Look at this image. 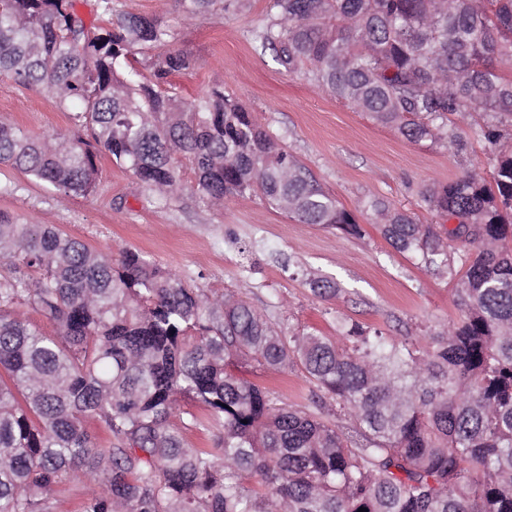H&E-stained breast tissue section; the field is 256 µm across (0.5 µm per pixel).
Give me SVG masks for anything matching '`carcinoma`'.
I'll return each mask as SVG.
<instances>
[{
  "label": "carcinoma",
  "mask_w": 512,
  "mask_h": 512,
  "mask_svg": "<svg viewBox=\"0 0 512 512\" xmlns=\"http://www.w3.org/2000/svg\"><path fill=\"white\" fill-rule=\"evenodd\" d=\"M275 7L261 50L406 141L460 154L476 114L478 137L512 141V79L495 66H512V0ZM173 39L112 0H0V74L43 90L82 130L35 136L0 117V164L68 200L95 191L105 153L166 201L185 188L173 163L184 155L212 208L257 193L303 224L362 236L224 87L193 101L177 92L169 78L190 61L167 49ZM157 49L150 76L131 73L136 54ZM490 168L489 181L430 187L427 204L459 221L444 238L383 198L369 203L388 244L454 281L465 307L422 352L356 323L285 334L246 300L190 288L135 249L115 260L0 212V512H50L55 488L75 480L94 486L81 512H512V148ZM296 363L318 390L315 412L236 373ZM326 398L354 433L318 414ZM175 417L218 433L196 447Z\"/></svg>",
  "instance_id": "obj_1"
}]
</instances>
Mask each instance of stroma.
I'll list each match as a JSON object with an SVG mask.
<instances>
[{"instance_id": "1", "label": "stroma", "mask_w": 512, "mask_h": 512, "mask_svg": "<svg viewBox=\"0 0 512 512\" xmlns=\"http://www.w3.org/2000/svg\"><path fill=\"white\" fill-rule=\"evenodd\" d=\"M114 9L154 15L173 25V51L190 60L173 76L186 99L223 85L257 122L315 175L324 190L365 231L358 238L336 228L301 223L259 196L238 197L215 210L193 190L180 199H147L136 178L101 158L94 193L63 202L50 186L0 167V212L37 215L88 246L131 247L177 271L190 287L242 296L281 329L313 327L336 335L356 323L435 348L440 326L463 316L454 285L421 257L395 252L376 227L369 202L381 197L415 213L433 228L443 218L423 199L438 182L467 173L487 175L494 146L464 127L466 154L440 145L412 144L374 123L347 102L319 91L256 48L255 34L273 12V0H221L209 12L185 18L183 0H112ZM0 117L33 135L78 134L68 113L37 89L0 76ZM327 277L339 290L314 295L307 280ZM280 403L312 410L314 384L302 366L280 374L245 367Z\"/></svg>"}]
</instances>
